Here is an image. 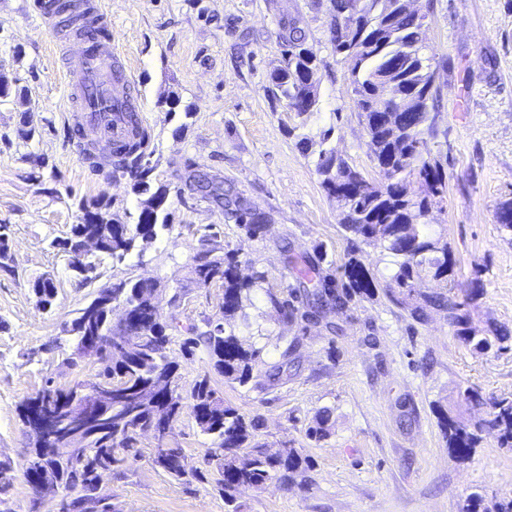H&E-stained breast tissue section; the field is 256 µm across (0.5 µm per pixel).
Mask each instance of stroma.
Listing matches in <instances>:
<instances>
[{
  "label": "stroma",
  "instance_id": "obj_1",
  "mask_svg": "<svg viewBox=\"0 0 512 512\" xmlns=\"http://www.w3.org/2000/svg\"><path fill=\"white\" fill-rule=\"evenodd\" d=\"M32 2L0 0V72L22 95L0 104V225L8 227L12 256L10 269L0 268V459L13 463V512H59L61 495L37 498L26 481L32 437L16 408L46 378L68 385L94 379L98 367L62 363L72 350L64 329L91 290L51 243L78 223L79 200L106 195L113 223L132 224L142 198L129 175L95 171L77 152L71 133L81 119L67 109V73L77 60ZM409 7L426 16L424 55L438 72L439 134L428 145L448 160V189L434 199L429 219L456 262L451 295L482 284L473 326L480 336H508L503 350L475 351L442 311L427 309L419 321L381 295L324 318L300 312L290 321L268 300V292L294 282L286 254L314 262L323 248L335 263L345 259L336 201L316 172L320 151L376 173L351 64L330 42V0H103L118 62L138 91L152 179L168 189L171 221L123 261L102 258L96 286L151 280L164 320H219L221 283L203 288L193 275L197 256L217 242L236 253L241 275H267L249 308L264 333L256 374L291 354L279 379L242 387L213 373L204 351L187 357L176 343L168 350L180 390L209 376L227 403L257 419L260 444L301 449L314 463L308 487L274 481L241 489L246 512H460L471 492L489 504L512 499V451L486 433L458 460L439 426L440 410L454 408L461 388L512 397V232L496 222L500 204L512 200V0H411ZM287 17L301 19L317 55V104L309 112L286 111L268 97L282 62L278 22ZM169 97L180 102L176 112L168 110ZM327 128L333 135L325 141ZM191 173L233 182L268 216L263 233L248 236L212 200L190 194L184 180ZM44 273L58 290L49 308L29 285ZM325 409L328 436L309 440L307 426ZM170 443L189 465L215 473L210 440L191 415L174 424ZM140 448L123 474L102 477L101 493L116 512H224L210 485L174 480L154 466L151 433Z\"/></svg>",
  "mask_w": 512,
  "mask_h": 512
}]
</instances>
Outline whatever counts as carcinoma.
<instances>
[{
  "mask_svg": "<svg viewBox=\"0 0 512 512\" xmlns=\"http://www.w3.org/2000/svg\"><path fill=\"white\" fill-rule=\"evenodd\" d=\"M350 0H330L329 33L336 54L351 62L350 85L368 135V149L379 178L371 179L348 159L323 151L316 164L321 185L336 199L339 226L350 244L348 259L339 266L341 280L323 274L318 265L299 266L289 262L297 286L285 288V295L268 293L270 303L285 320L295 318L296 304L325 316L346 309L355 298H372L378 293L411 317L422 320L427 308L445 312L455 336L476 350L502 348L506 336H478L472 326L471 307L482 295L474 286L461 302L445 295L424 291L416 284L424 278L450 283L456 263L448 242L434 233L427 222L430 198L444 196L448 172L428 148L427 137L437 135L435 117L428 101L436 93V70L421 60L424 17L406 13L402 0H358V8H349ZM62 26L84 36L97 46L108 37L85 6L78 0H53ZM283 64L271 76L268 87L272 103L295 112L310 111L317 100V57L308 44L300 21L279 22ZM121 107L128 113V137L111 144V152L100 156L105 165L131 174L133 190L155 201L149 210L140 211L136 224H111L107 220L110 201L102 194L81 204V222L71 228L69 237L53 241V246L73 251L88 237L102 241L106 255L122 259L138 240L152 241L170 225L166 206L167 189L152 188L148 180L151 168L145 162L143 147L148 133L137 118L136 100L131 91L123 93ZM195 187L204 190L224 214L257 236L265 228L263 214L252 211L246 198L234 184L214 182L193 176ZM381 249L394 266L389 283L381 285L377 274L356 256L358 244ZM238 260L229 253L194 267L197 284L207 287L215 281L224 286L221 311L224 321L206 322L207 329L189 323L177 336L166 333V322L156 315L150 297L156 284L130 279L116 287L98 288L89 302L78 309L68 329L74 347L88 336L98 334L109 323L111 303L130 308L149 326V333L129 339L130 351L116 355L110 370L95 375L105 395L111 428H89L74 439V447L58 458L27 456L25 477L31 482L47 474L76 492L86 505L102 500L99 495V470L112 466L119 473L141 456L137 436L146 426L160 428L164 421L177 422L188 412L200 432L210 438L207 456L217 461L213 489L224 497V512H244L239 502V486L263 488L276 480L286 486L304 487L307 472L314 464L297 448H282L274 453L255 441L258 422L248 419L225 404L206 376L189 391L181 393L171 385L176 366L168 360L167 346L180 342L184 355L192 356L200 347L206 351L214 370L231 383L242 387L253 379L254 369L262 362L263 348L225 325L240 318L245 328L251 324L246 308L252 304L254 287L266 280L262 271L250 279H240ZM81 382L59 386L48 379L35 396L54 403L61 423L60 437L68 435L67 407ZM468 405L488 407V419L469 423L440 412V424L448 450L461 459L469 457L479 444L483 430L497 433L502 448L512 449V398L486 400L468 386L460 391ZM329 411L315 417L306 429V437L320 441L329 434ZM153 463L178 481H204L206 475L190 466L183 449H157Z\"/></svg>",
  "mask_w": 512,
  "mask_h": 512,
  "instance_id": "cac0c4a2",
  "label": "carcinoma"
}]
</instances>
